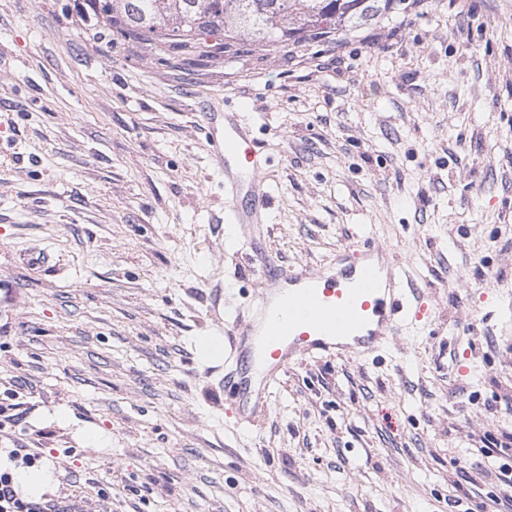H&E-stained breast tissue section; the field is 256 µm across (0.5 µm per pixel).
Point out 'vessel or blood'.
Instances as JSON below:
<instances>
[{"label": "vessel or blood", "instance_id": "vessel-or-blood-1", "mask_svg": "<svg viewBox=\"0 0 512 512\" xmlns=\"http://www.w3.org/2000/svg\"><path fill=\"white\" fill-rule=\"evenodd\" d=\"M210 143L234 200L229 219L251 232L265 203L261 145L230 113ZM250 248L258 276L253 315L232 322L223 346L224 386L241 426H258L272 385L293 366L315 357L350 360L380 352L405 323L428 314L404 286L403 261L381 245L364 242L318 268L279 265L254 235Z\"/></svg>", "mask_w": 512, "mask_h": 512}]
</instances>
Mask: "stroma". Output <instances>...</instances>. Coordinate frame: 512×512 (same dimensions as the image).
Instances as JSON below:
<instances>
[{"label":"stroma","mask_w":512,"mask_h":512,"mask_svg":"<svg viewBox=\"0 0 512 512\" xmlns=\"http://www.w3.org/2000/svg\"><path fill=\"white\" fill-rule=\"evenodd\" d=\"M396 40H387L392 27ZM113 38L74 0H0V405L80 512H487L455 461L512 435V0H427L341 41ZM268 162L260 227L320 267L364 238L432 310L393 351L311 358L252 430L199 348L256 273L224 221L207 114Z\"/></svg>","instance_id":"stroma-1"}]
</instances>
